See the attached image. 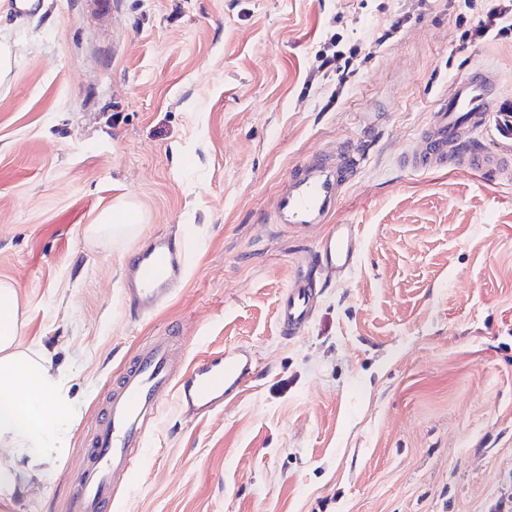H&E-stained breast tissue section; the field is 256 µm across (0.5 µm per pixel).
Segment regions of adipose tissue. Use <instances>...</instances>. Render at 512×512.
Wrapping results in <instances>:
<instances>
[{
    "label": "adipose tissue",
    "instance_id": "1",
    "mask_svg": "<svg viewBox=\"0 0 512 512\" xmlns=\"http://www.w3.org/2000/svg\"><path fill=\"white\" fill-rule=\"evenodd\" d=\"M135 207L118 201L85 225L87 240L140 234ZM18 292L0 280V491L25 494L67 452L77 410L68 393L70 373L50 350L19 343Z\"/></svg>",
    "mask_w": 512,
    "mask_h": 512
}]
</instances>
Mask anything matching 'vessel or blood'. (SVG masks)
<instances>
[{
	"label": "vessel or blood",
	"mask_w": 512,
	"mask_h": 512,
	"mask_svg": "<svg viewBox=\"0 0 512 512\" xmlns=\"http://www.w3.org/2000/svg\"><path fill=\"white\" fill-rule=\"evenodd\" d=\"M494 83L492 74L482 69L455 81L440 99L433 120L420 131V147L408 154L407 165L420 171L452 166L483 177L512 169V113L497 111ZM489 123L494 124L504 151L464 145V133H478ZM358 162L346 147L311 157L280 192L276 223L299 229L325 223ZM359 241V225H334L319 246L323 268L339 277L352 273ZM192 242L189 235L178 241L156 239L128 267L130 306L137 315L151 314L171 295L182 278ZM314 309L312 284L306 275H298L280 300L282 332L288 336L302 332ZM252 370V354L242 348L202 356L179 373L171 368L167 338L143 349L105 396L87 463L71 488L74 512H112L114 490L132 481L155 415L168 396H175L183 412L205 416L237 394Z\"/></svg>",
	"instance_id": "vessel-or-blood-1"
}]
</instances>
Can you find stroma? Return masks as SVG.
<instances>
[{"mask_svg":"<svg viewBox=\"0 0 512 512\" xmlns=\"http://www.w3.org/2000/svg\"><path fill=\"white\" fill-rule=\"evenodd\" d=\"M495 0H0V280L22 346L73 364L65 458L13 512H71L106 393L153 340L174 370L239 346L255 373L222 409L167 397L117 512H512V171L412 170L438 98L475 68L512 103V38L477 44ZM411 21L397 32L401 12ZM357 43L344 90L318 73ZM361 154L327 223L273 220L311 156ZM134 238L87 241L117 199ZM358 224L355 270L317 276L307 329L278 304L333 224ZM194 226L187 270L148 318L123 271Z\"/></svg>","mask_w":512,"mask_h":512,"instance_id":"obj_1","label":"stroma"}]
</instances>
